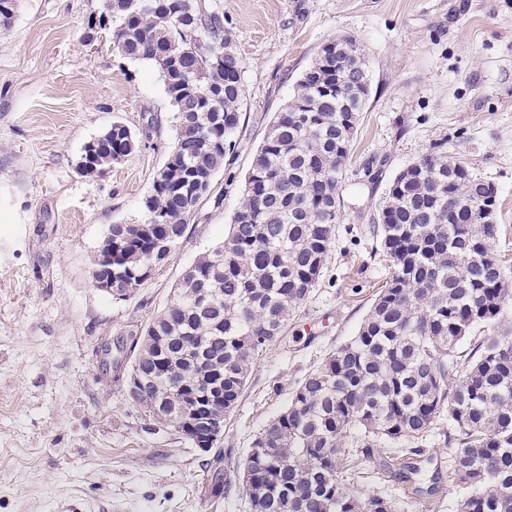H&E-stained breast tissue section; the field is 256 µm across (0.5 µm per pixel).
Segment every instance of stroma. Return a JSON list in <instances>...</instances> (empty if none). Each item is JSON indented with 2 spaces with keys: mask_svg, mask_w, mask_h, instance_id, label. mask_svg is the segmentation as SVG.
<instances>
[{
  "mask_svg": "<svg viewBox=\"0 0 512 512\" xmlns=\"http://www.w3.org/2000/svg\"><path fill=\"white\" fill-rule=\"evenodd\" d=\"M106 2L21 0L0 26V512H251L237 468L254 435L356 334L388 276L373 218L400 169L446 142L495 185V250L512 266V0H219L243 65L236 147L167 262L125 299L96 287L92 259L110 226L140 222L177 127L151 62L114 51L107 30L83 41ZM340 35L357 40L371 76L340 219L321 277L226 418L217 449L232 487L212 499L208 453L129 397L128 333L223 242L276 112ZM115 120L139 148L103 175L79 173L85 145ZM381 490L393 512H457L462 495L449 477L431 497Z\"/></svg>",
  "mask_w": 512,
  "mask_h": 512,
  "instance_id": "35a3bbf8",
  "label": "stroma"
}]
</instances>
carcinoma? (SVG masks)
I'll return each mask as SVG.
<instances>
[{"instance_id":"cac0c4a2","label":"carcinoma","mask_w":512,"mask_h":512,"mask_svg":"<svg viewBox=\"0 0 512 512\" xmlns=\"http://www.w3.org/2000/svg\"><path fill=\"white\" fill-rule=\"evenodd\" d=\"M113 48L151 62L174 107L177 135L137 224L112 225L92 276L118 281L119 299L151 278L183 238L189 218L236 146L244 96L242 64L217 2L108 0ZM330 67L321 59L276 113L245 178L223 244L201 256L175 298L129 336L127 379L147 381L139 403L179 430L189 406H206L223 385L224 415L250 370L282 336L324 268L339 219L338 186L370 95L364 54L353 38ZM138 146L120 121L97 138L83 175H100ZM434 146L400 170L379 202L377 236L390 262L357 333L308 373L286 411L252 440L242 463L260 512H392L380 492L359 496L340 479L339 445L351 440L350 476L383 445H397V471L436 433L455 449L448 469L467 489L458 512H512V335L476 331L499 318L512 290L492 244L497 191ZM471 349H460L463 342ZM205 361L207 374L191 369ZM223 455L210 462L227 485Z\"/></svg>"}]
</instances>
